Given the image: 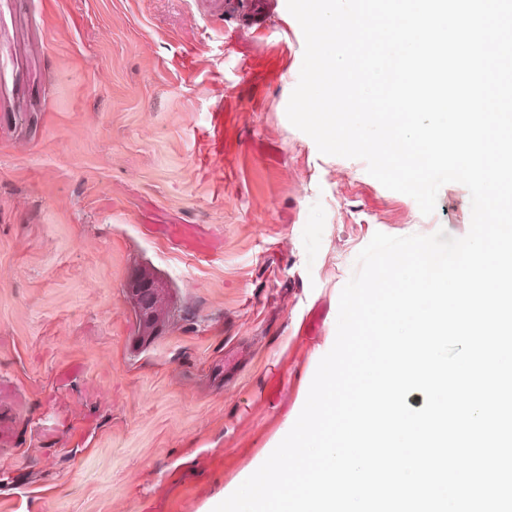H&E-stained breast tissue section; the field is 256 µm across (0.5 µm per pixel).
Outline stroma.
<instances>
[{
	"instance_id": "1",
	"label": "stroma",
	"mask_w": 512,
	"mask_h": 512,
	"mask_svg": "<svg viewBox=\"0 0 512 512\" xmlns=\"http://www.w3.org/2000/svg\"><path fill=\"white\" fill-rule=\"evenodd\" d=\"M303 56L287 0H0V512H212L299 416L373 235L468 233L464 185L423 215L289 122ZM199 138L203 144V152L199 157V164L203 168H210L216 163L224 161V114L211 113L209 126L199 130ZM133 292L141 318L152 319L156 298L153 283L148 279H140L136 282Z\"/></svg>"
}]
</instances>
